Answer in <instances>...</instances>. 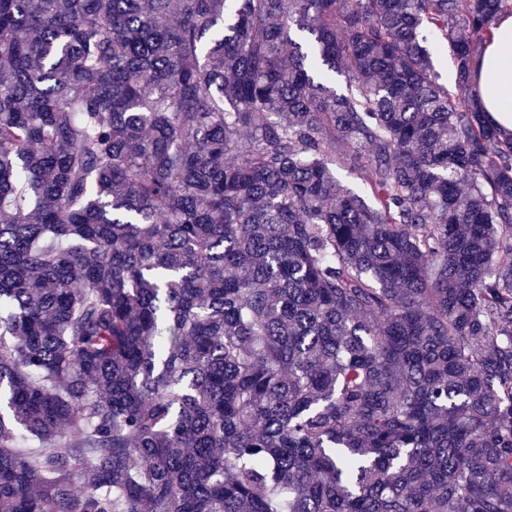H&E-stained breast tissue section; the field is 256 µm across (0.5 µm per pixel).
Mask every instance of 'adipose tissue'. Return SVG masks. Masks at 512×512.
<instances>
[{
  "mask_svg": "<svg viewBox=\"0 0 512 512\" xmlns=\"http://www.w3.org/2000/svg\"><path fill=\"white\" fill-rule=\"evenodd\" d=\"M476 88L493 123L512 131V16L504 17L477 65Z\"/></svg>",
  "mask_w": 512,
  "mask_h": 512,
  "instance_id": "ef3b65f1",
  "label": "adipose tissue"
}]
</instances>
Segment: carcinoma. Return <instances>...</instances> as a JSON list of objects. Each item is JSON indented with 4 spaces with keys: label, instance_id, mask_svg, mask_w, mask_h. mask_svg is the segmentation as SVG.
<instances>
[{
    "label": "carcinoma",
    "instance_id": "cac0c4a2",
    "mask_svg": "<svg viewBox=\"0 0 512 512\" xmlns=\"http://www.w3.org/2000/svg\"><path fill=\"white\" fill-rule=\"evenodd\" d=\"M506 15L0 0V512H512ZM476 88L493 123L512 131V16L504 17L477 65ZM425 45L433 53L434 66L436 72L439 74V82L448 85L446 80V73L448 72V69L452 68L455 72L454 61L449 49L446 48L445 52L441 51V46H438L436 40L431 36L428 37V41ZM448 89L454 93H458L459 97L462 99L467 100L470 95L469 87L458 88V86L455 85V82L453 85H448Z\"/></svg>",
    "mask_w": 512,
    "mask_h": 512
}]
</instances>
